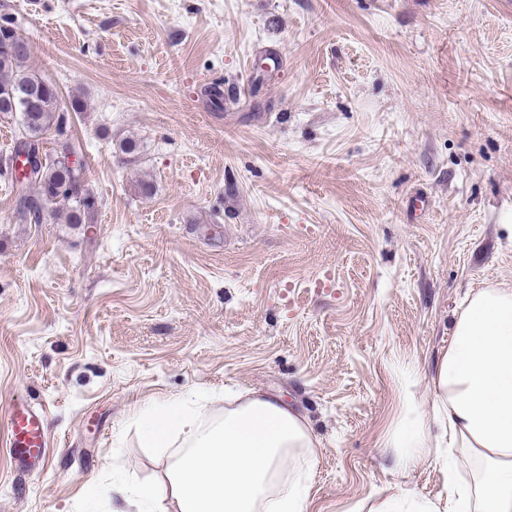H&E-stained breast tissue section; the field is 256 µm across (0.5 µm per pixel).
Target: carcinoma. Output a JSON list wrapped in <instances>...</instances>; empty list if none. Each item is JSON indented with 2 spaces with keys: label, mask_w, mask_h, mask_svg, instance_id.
<instances>
[{
  "label": "carcinoma",
  "mask_w": 512,
  "mask_h": 512,
  "mask_svg": "<svg viewBox=\"0 0 512 512\" xmlns=\"http://www.w3.org/2000/svg\"><path fill=\"white\" fill-rule=\"evenodd\" d=\"M18 32L14 20L0 18V113L20 116L22 132L16 148L38 151L41 136L52 128L60 129L67 113L83 111L84 103L73 99L68 106L62 104L57 89L29 69V43L26 37H17ZM39 163L34 179L16 182L18 218L41 223V209L50 197L52 204L65 206L60 214L63 223H91L95 203L85 184V160L71 167L57 155L41 158Z\"/></svg>",
  "instance_id": "carcinoma-1"
}]
</instances>
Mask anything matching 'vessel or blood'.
Segmentation results:
<instances>
[{"label": "vessel or blood", "instance_id": "b4317fda", "mask_svg": "<svg viewBox=\"0 0 512 512\" xmlns=\"http://www.w3.org/2000/svg\"><path fill=\"white\" fill-rule=\"evenodd\" d=\"M7 424L10 446L20 468L30 470L39 466L48 448L44 412L22 401L9 410Z\"/></svg>", "mask_w": 512, "mask_h": 512}]
</instances>
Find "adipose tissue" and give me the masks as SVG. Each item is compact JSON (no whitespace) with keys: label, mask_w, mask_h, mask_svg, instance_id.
<instances>
[{"label":"adipose tissue","mask_w":512,"mask_h":512,"mask_svg":"<svg viewBox=\"0 0 512 512\" xmlns=\"http://www.w3.org/2000/svg\"><path fill=\"white\" fill-rule=\"evenodd\" d=\"M429 411L406 399L383 442L408 472L433 459L443 497L397 488L367 512H512V289L467 294L430 376ZM143 447L185 450L164 486H112V512H307L316 442L300 414L253 393L210 420L173 399L135 413ZM467 465L469 478L459 474Z\"/></svg>","instance_id":"obj_1"}]
</instances>
